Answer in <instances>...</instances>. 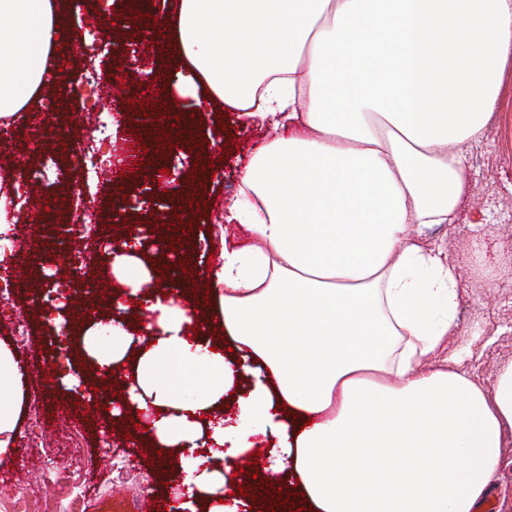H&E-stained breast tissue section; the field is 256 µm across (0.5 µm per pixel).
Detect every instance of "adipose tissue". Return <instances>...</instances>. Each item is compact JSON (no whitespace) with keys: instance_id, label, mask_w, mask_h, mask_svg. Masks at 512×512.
Listing matches in <instances>:
<instances>
[{"instance_id":"adipose-tissue-1","label":"adipose tissue","mask_w":512,"mask_h":512,"mask_svg":"<svg viewBox=\"0 0 512 512\" xmlns=\"http://www.w3.org/2000/svg\"><path fill=\"white\" fill-rule=\"evenodd\" d=\"M177 3L185 83L268 133L224 205L246 238L223 242L211 310L158 282L160 239L110 253L112 311L78 344L124 381L115 421L150 414L146 438L176 456L169 512H248L230 463L255 451L262 488L295 481L308 512H477L512 466V363L489 391L463 370L479 335L459 325L462 275L412 228L459 219L512 0ZM60 30L58 0H0V120L37 105ZM23 385L0 341V459Z\"/></svg>"}]
</instances>
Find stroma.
Returning a JSON list of instances; mask_svg holds the SVG:
<instances>
[{"label": "stroma", "mask_w": 512, "mask_h": 512, "mask_svg": "<svg viewBox=\"0 0 512 512\" xmlns=\"http://www.w3.org/2000/svg\"><path fill=\"white\" fill-rule=\"evenodd\" d=\"M125 0H65V23L74 37H105L114 15L126 12ZM162 0H145L140 36L122 33L124 58L131 75L124 91L98 99L86 111L78 91L79 73L60 72L57 84L68 94L69 126L88 125L90 117L115 119L116 137L105 138L96 153L101 161L91 185L71 193V210L98 208L118 196L125 180L147 181L148 143L142 138L143 118L175 110L190 119L191 149H179L168 161L182 171L181 181L161 184V191L177 199L176 208L158 207L154 196H140L127 210V222L142 225L178 224L191 246V274L184 280L193 289L209 288L210 255L220 253L224 236L237 235L236 225L225 223L224 203L238 190L240 172L258 140V126L223 107L202 101V89L184 88L180 75L186 70L175 47L173 30L163 29L159 16ZM27 113L12 122L14 140L6 150L12 164L25 166L37 156L39 190L45 201L57 199L76 179L73 161L56 144L34 149ZM221 142V158L214 161V175L200 176L197 165L211 142ZM124 159L127 172L117 179L109 156ZM472 183L460 224H441L424 229V236L440 243L461 266L465 292L458 309L463 330L480 332L463 368L484 386H492L497 371L512 363V64L508 65L499 106V118L486 139L469 158ZM191 186L195 205L180 200L183 186ZM484 220V227L469 229V219ZM46 230L38 219L22 217L14 227L17 250L13 262L33 266L48 257L53 267L67 264L96 273L99 261L92 250L94 234L84 230L76 239L73 256L37 243ZM31 289L11 287L8 299L0 298V340L14 350L25 373V401L13 459L0 460V512H91L95 498L118 494L128 499L147 496L165 499L167 466L155 462L150 449L125 439L120 424H106L97 408L88 407L80 392L55 387L48 354L54 324L41 318L31 304ZM71 409L60 418L58 409Z\"/></svg>", "instance_id": "35a3bbf8"}]
</instances>
